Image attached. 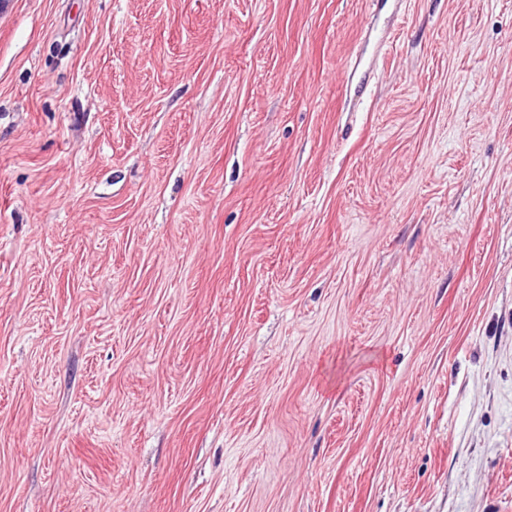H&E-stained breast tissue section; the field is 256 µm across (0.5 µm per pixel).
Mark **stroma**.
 <instances>
[{
	"mask_svg": "<svg viewBox=\"0 0 512 512\" xmlns=\"http://www.w3.org/2000/svg\"><path fill=\"white\" fill-rule=\"evenodd\" d=\"M0 512H512V0H6Z\"/></svg>",
	"mask_w": 512,
	"mask_h": 512,
	"instance_id": "stroma-1",
	"label": "stroma"
}]
</instances>
